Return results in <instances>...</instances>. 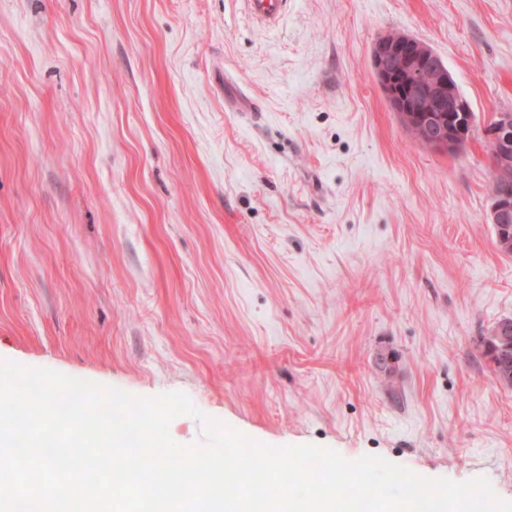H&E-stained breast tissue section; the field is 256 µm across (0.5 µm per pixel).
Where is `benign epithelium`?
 I'll return each mask as SVG.
<instances>
[{"instance_id": "obj_1", "label": "benign epithelium", "mask_w": 512, "mask_h": 512, "mask_svg": "<svg viewBox=\"0 0 512 512\" xmlns=\"http://www.w3.org/2000/svg\"><path fill=\"white\" fill-rule=\"evenodd\" d=\"M378 81L402 123L426 147L459 154L475 128V119L459 122L468 111L457 83L440 57L408 35L380 37L372 48ZM492 166L499 178L491 189L490 221L498 228L497 247L512 250V113H499L484 125Z\"/></svg>"}]
</instances>
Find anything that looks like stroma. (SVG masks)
Returning a JSON list of instances; mask_svg holds the SVG:
<instances>
[{"label":"stroma","mask_w":512,"mask_h":512,"mask_svg":"<svg viewBox=\"0 0 512 512\" xmlns=\"http://www.w3.org/2000/svg\"><path fill=\"white\" fill-rule=\"evenodd\" d=\"M447 65L465 149L416 141L374 42ZM512 0H0V362L187 394L270 446L512 501V318L481 127ZM246 5V11L251 17L268 26L277 23L284 5L285 0H243ZM504 320L512 323V318L499 320L490 330L489 336L484 338V355L491 363L490 369L498 380L500 376L511 375L512 377V341L507 343L512 337L511 324L509 323L496 326ZM495 326L496 335H498V338L506 344L490 336Z\"/></svg>","instance_id":"obj_1"}]
</instances>
